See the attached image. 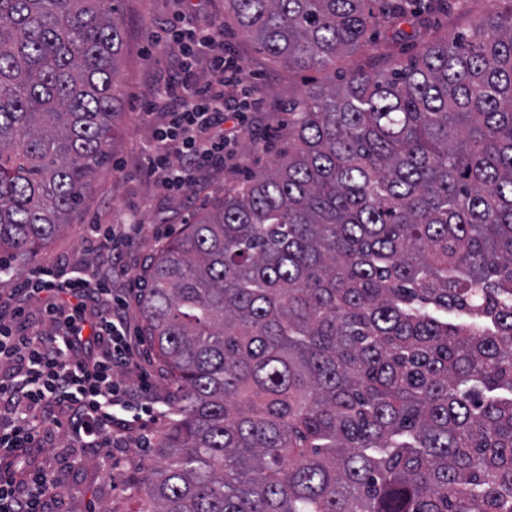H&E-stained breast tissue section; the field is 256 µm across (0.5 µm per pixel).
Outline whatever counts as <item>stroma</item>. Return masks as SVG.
Returning <instances> with one entry per match:
<instances>
[{
    "label": "stroma",
    "instance_id": "stroma-1",
    "mask_svg": "<svg viewBox=\"0 0 512 512\" xmlns=\"http://www.w3.org/2000/svg\"><path fill=\"white\" fill-rule=\"evenodd\" d=\"M184 8L181 0H125V35L120 82L123 90L122 114L111 143L110 160L99 169L90 193L72 215L70 224L56 239L40 250L34 263L18 266L0 276V293L8 292L34 268L58 261L74 265L91 264L94 254L87 241L93 224H124L138 218L141 233L123 246L124 263L130 279L146 282L157 250L191 223L193 215L222 199L227 188L252 174L271 167L288 149L289 101L299 99L307 84L319 80L313 71H290L271 60L233 25L224 24V0H191ZM185 14L192 24L223 23V39L245 62L243 79L259 90L260 100L251 129L241 131L233 146L234 156L224 170H200L192 187L182 194L166 190L147 171L146 158L155 143V131L166 120L164 106L157 105L144 115V105L154 101L156 92L171 78L169 63L177 49L168 36L175 15ZM140 366L123 371L126 379L147 375L158 400L170 402L172 387L167 372L146 337L136 339ZM163 423L150 426L138 446L116 449L123 464L108 469L103 464L106 449L79 452L82 464L69 469L74 452L66 432H58L43 458L54 468L61 486L51 503L53 512H139L140 501L130 482L143 477L153 463V450Z\"/></svg>",
    "mask_w": 512,
    "mask_h": 512
}]
</instances>
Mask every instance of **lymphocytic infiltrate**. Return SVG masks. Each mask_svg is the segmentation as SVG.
I'll use <instances>...</instances> for the list:
<instances>
[{
    "instance_id": "f902f5d3",
    "label": "lymphocytic infiltrate",
    "mask_w": 512,
    "mask_h": 512,
    "mask_svg": "<svg viewBox=\"0 0 512 512\" xmlns=\"http://www.w3.org/2000/svg\"><path fill=\"white\" fill-rule=\"evenodd\" d=\"M182 62L174 93L178 104L160 129L148 158L152 176L169 191L185 192L191 168L224 165V118L250 126L253 104L224 94L243 70L239 55L219 41L210 25H173ZM204 57L216 86L193 79L192 59ZM94 224L100 251L96 266L66 262L35 270L0 299V512H51L49 470L37 449L67 430L76 448H122L130 434L158 420L148 386L120 378L136 366L128 328L129 304L112 284L125 273L118 241L139 234Z\"/></svg>"
}]
</instances>
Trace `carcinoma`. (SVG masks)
Here are the masks:
<instances>
[{"mask_svg": "<svg viewBox=\"0 0 512 512\" xmlns=\"http://www.w3.org/2000/svg\"><path fill=\"white\" fill-rule=\"evenodd\" d=\"M122 2L0 0V256L50 244L107 159ZM447 9L224 0L303 71ZM288 112V153L151 263L173 394L140 512H512V8Z\"/></svg>", "mask_w": 512, "mask_h": 512, "instance_id": "cac0c4a2", "label": "carcinoma"}]
</instances>
